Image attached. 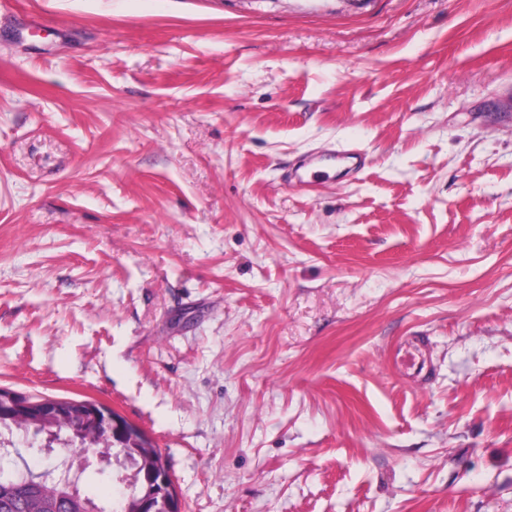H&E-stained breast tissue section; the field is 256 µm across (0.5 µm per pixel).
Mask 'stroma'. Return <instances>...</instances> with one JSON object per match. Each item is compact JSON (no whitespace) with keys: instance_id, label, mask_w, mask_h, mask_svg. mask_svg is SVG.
<instances>
[{"instance_id":"35a3bbf8","label":"stroma","mask_w":512,"mask_h":512,"mask_svg":"<svg viewBox=\"0 0 512 512\" xmlns=\"http://www.w3.org/2000/svg\"><path fill=\"white\" fill-rule=\"evenodd\" d=\"M0 386L183 512H512V0L5 5ZM142 465L137 467L129 475L124 477L128 480L124 482L127 496L130 499L129 504L126 506L127 512H182L181 501L174 489L173 479L170 470L163 466L159 472L158 484L161 487L158 495L150 503V511H137L132 508V498L135 496V484L137 481V473Z\"/></svg>"}]
</instances>
